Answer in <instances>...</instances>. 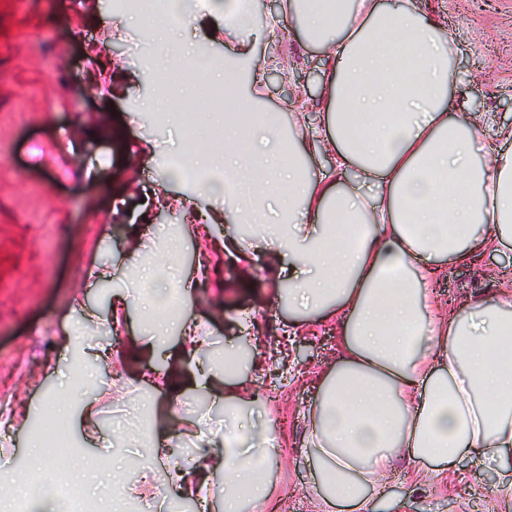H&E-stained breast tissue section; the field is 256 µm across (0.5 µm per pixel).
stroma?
<instances>
[{"label": "stroma", "instance_id": "1", "mask_svg": "<svg viewBox=\"0 0 512 512\" xmlns=\"http://www.w3.org/2000/svg\"><path fill=\"white\" fill-rule=\"evenodd\" d=\"M437 2L459 49L456 106L512 124V0ZM221 26L208 2L188 26H174L173 32L220 61L232 52L216 34ZM155 51L143 25L125 24L114 0H93L88 7L81 0H0V420L14 424L8 444L20 458L21 472L50 459L64 469L59 492L80 512H157L159 503L177 500L165 480L168 461L154 453L156 422L177 408L185 421L178 445L186 459L205 442L199 422L223 432V404L208 402L186 382L171 393L154 391L141 380L112 379L144 328L135 304L125 321H112L130 244L147 240L149 257L159 261L176 242L188 281L199 278L198 255H207L221 270L207 290L221 312L188 310L210 332L205 361L223 360L225 350L238 345V315L262 325L258 342L273 357L244 371L243 380L266 397L260 412L279 434L273 473L277 512H315L312 461L301 435L316 402L315 382L339 357L336 328L329 321L300 335L306 363L285 356L280 339L292 333L290 315L265 269L262 241L245 239L247 260L228 267L212 240L232 233V225L217 223L208 230L181 222L185 206L210 213L221 202L199 196L197 185L167 164L168 155L183 146L180 123L190 120L194 102L186 89L168 95L165 70L152 65ZM283 52L295 66L289 76L265 78L262 107L290 123L292 92L303 77L313 97L309 120L324 119L319 50L306 43L297 24L282 21L254 55L272 64ZM145 103L154 112L141 120L136 107ZM160 203L170 211L171 224L154 223ZM91 265L106 268L111 296L103 295V284L85 282L82 272ZM502 281L512 282V244L450 266L431 293L445 303L492 293ZM78 300L89 322H77L72 306ZM87 363L94 371L82 394L66 393L63 384L73 367ZM54 400L77 415L94 405L89 427L98 442H86L72 427L68 452L49 457L48 416L38 405ZM105 455L121 466L122 480L144 481L143 496L122 497L118 486L102 481L99 461ZM458 467L460 476L436 480L427 476V463L399 465L374 498V512H487L497 474L466 459Z\"/></svg>", "mask_w": 512, "mask_h": 512}]
</instances>
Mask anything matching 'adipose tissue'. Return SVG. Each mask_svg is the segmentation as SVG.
Instances as JSON below:
<instances>
[{
  "label": "adipose tissue",
  "mask_w": 512,
  "mask_h": 512,
  "mask_svg": "<svg viewBox=\"0 0 512 512\" xmlns=\"http://www.w3.org/2000/svg\"><path fill=\"white\" fill-rule=\"evenodd\" d=\"M283 14L323 54L326 122L304 124L312 101L302 88L286 128L278 113L227 105L224 180L201 192L224 202L214 221L256 225L270 243L289 309L338 325L341 355L318 379L304 431L313 487L327 504L369 512L402 459L446 470L465 455L512 470V289L449 312L428 292L447 265L512 243V127L453 111L457 49L443 19L410 0H284ZM265 29L226 0L224 37L239 50L195 64L194 76L220 66L239 85ZM488 135L495 145L481 162L475 145ZM318 154L333 163L313 177ZM164 304L146 317L143 351L180 330L194 389L232 415L256 407L236 370L200 359L199 323L172 320ZM277 451L275 428L255 419L170 467L168 483L204 510V488L223 476L224 512H242L271 496Z\"/></svg>",
  "instance_id": "1"
}]
</instances>
